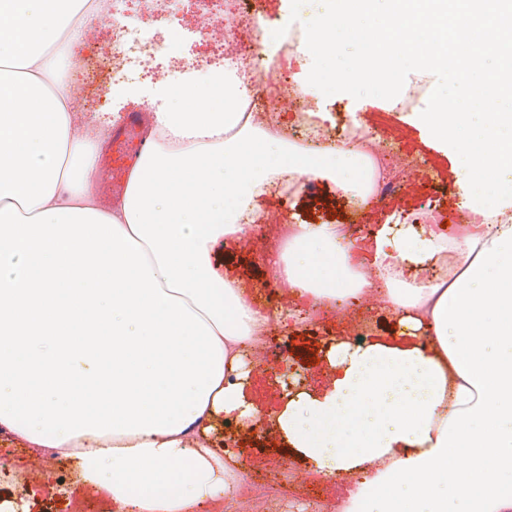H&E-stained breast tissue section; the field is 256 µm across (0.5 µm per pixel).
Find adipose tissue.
Listing matches in <instances>:
<instances>
[{
  "label": "adipose tissue",
  "instance_id": "1",
  "mask_svg": "<svg viewBox=\"0 0 512 512\" xmlns=\"http://www.w3.org/2000/svg\"><path fill=\"white\" fill-rule=\"evenodd\" d=\"M83 0H0V426L33 448L65 451L80 482L120 512H208L235 501L243 466L220 440L226 418L257 425L247 353L297 300L327 307L377 292L387 336H334L320 390L283 395L282 445L327 476H351L339 512H512V224L445 228L391 217L370 267L334 224H300L271 263L290 292L257 309L215 259L244 239L256 200L298 179L295 146L243 122L233 73L155 87L147 153L126 192L102 209L92 174L97 128L53 80L49 49ZM379 16L364 52L338 61L341 31L316 22L306 91H390L383 58L410 56L417 78L456 58L467 82L418 113L457 158L462 199L512 210V0L488 14L468 0H359ZM359 153L327 151L312 177L362 195ZM454 270L433 271L446 252Z\"/></svg>",
  "mask_w": 512,
  "mask_h": 512
}]
</instances>
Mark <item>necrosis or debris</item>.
<instances>
[{
  "label": "necrosis or debris",
  "instance_id": "necrosis-or-debris-1",
  "mask_svg": "<svg viewBox=\"0 0 512 512\" xmlns=\"http://www.w3.org/2000/svg\"><path fill=\"white\" fill-rule=\"evenodd\" d=\"M102 14L112 19V38L101 49L99 57L116 80H135L149 76L158 66H166L171 81L183 73L196 71L211 79L233 70L243 79L248 93L242 110L252 123L262 125L292 145L306 146L323 138L324 133L303 91L293 83L277 86L279 95L293 103L296 124L284 129L273 114L260 111L257 90L265 84L269 60L264 44L279 43V63H286L299 47L305 34L301 27H284L267 23L249 0L229 4L228 0H97ZM209 14L210 20L200 31L209 42L208 56L199 58L183 54L173 32L165 23L176 20L184 8ZM370 127L354 124L344 129L340 140L345 148L358 151L365 158L370 177V190L365 203L376 207L402 190L411 175L409 162H390L373 144Z\"/></svg>",
  "mask_w": 512,
  "mask_h": 512
}]
</instances>
